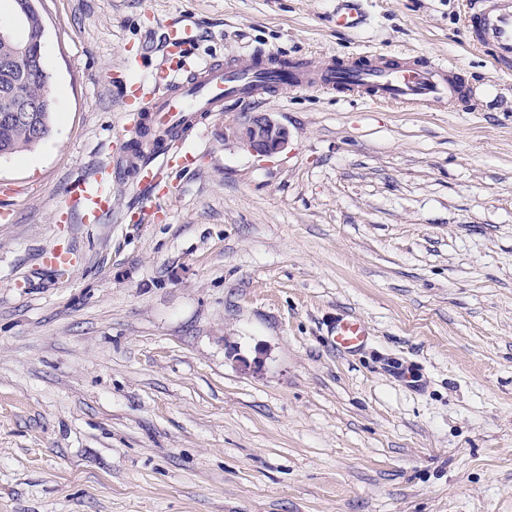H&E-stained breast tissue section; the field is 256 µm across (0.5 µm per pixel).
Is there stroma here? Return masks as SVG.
Returning <instances> with one entry per match:
<instances>
[{"label":"stroma","instance_id":"1","mask_svg":"<svg viewBox=\"0 0 512 512\" xmlns=\"http://www.w3.org/2000/svg\"><path fill=\"white\" fill-rule=\"evenodd\" d=\"M466 2L364 0L343 29L339 0H37L57 110L0 159V512H512V70ZM175 20L199 59L445 58L473 95L276 91L271 157L212 114L141 221L123 95ZM105 162L111 212L60 220ZM332 333L336 349L343 353L360 352L368 343L366 328L361 320L354 316L336 318Z\"/></svg>","mask_w":512,"mask_h":512}]
</instances>
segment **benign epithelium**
I'll return each instance as SVG.
<instances>
[{"label":"benign epithelium","mask_w":512,"mask_h":512,"mask_svg":"<svg viewBox=\"0 0 512 512\" xmlns=\"http://www.w3.org/2000/svg\"><path fill=\"white\" fill-rule=\"evenodd\" d=\"M34 11L35 0H18L17 7L11 15L0 17V39L11 41L16 46L11 67L20 81L25 78L29 68L42 59L45 33H40L38 39L34 41L27 27V18ZM0 100L12 118L19 121L34 120V113L42 111L54 102L48 83L45 84L43 96L38 102L25 98L17 85L1 91ZM224 138L244 150L261 156L277 154L288 145V131L268 114L261 112L238 113L224 124Z\"/></svg>","instance_id":"benign-epithelium-1"}]
</instances>
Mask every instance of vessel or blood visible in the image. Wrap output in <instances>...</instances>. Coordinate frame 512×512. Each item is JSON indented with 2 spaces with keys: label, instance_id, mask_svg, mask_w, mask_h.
Wrapping results in <instances>:
<instances>
[{
  "label": "vessel or blood",
  "instance_id": "b4317fda",
  "mask_svg": "<svg viewBox=\"0 0 512 512\" xmlns=\"http://www.w3.org/2000/svg\"><path fill=\"white\" fill-rule=\"evenodd\" d=\"M471 41L493 47L499 64L512 65V0H472L466 17ZM196 38L193 25H168L164 61L151 72L148 84L131 85L125 112L132 129L155 127L157 136L149 154L131 163L140 189L155 196L163 186V172L184 166L190 159L178 143L184 129L201 125L204 117L228 105H250L280 89L325 88L358 98L439 108L465 94L455 67L447 61L358 54L332 55L313 65L259 50L246 62L190 60ZM111 167L90 179L72 183L65 209L82 223H94L112 209L107 188ZM336 348L353 354L364 350L368 333L354 316L337 318L333 326Z\"/></svg>",
  "mask_w": 512,
  "mask_h": 512
}]
</instances>
